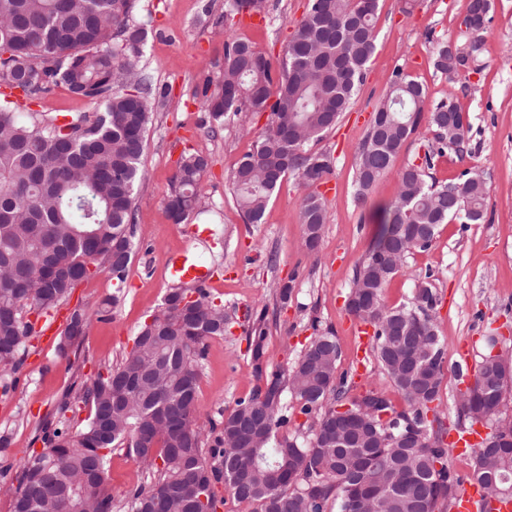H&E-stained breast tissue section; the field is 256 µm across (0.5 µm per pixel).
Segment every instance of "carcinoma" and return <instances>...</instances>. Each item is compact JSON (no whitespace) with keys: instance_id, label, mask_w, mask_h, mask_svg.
Wrapping results in <instances>:
<instances>
[{"instance_id":"carcinoma-1","label":"carcinoma","mask_w":512,"mask_h":512,"mask_svg":"<svg viewBox=\"0 0 512 512\" xmlns=\"http://www.w3.org/2000/svg\"><path fill=\"white\" fill-rule=\"evenodd\" d=\"M137 0H0V85L21 92L25 118L12 95L0 92V392L12 388L36 320L65 302L96 273L126 283L133 254L135 190L145 178L146 133L165 94L139 67L148 30L134 19ZM379 0H307L305 14L286 43L279 64L240 39L224 42L220 79L203 107L213 122L228 113L270 112L267 127L232 173L235 200L245 219L260 224L274 192L287 177L310 189L301 223L322 226L327 209L320 193L332 161L309 148L334 128L364 80L376 48ZM491 0H468L463 22L485 29ZM253 14L251 0H228L229 28ZM434 68L453 79L477 71L481 49L458 61L448 58V40L427 33ZM58 87L88 100L90 112L67 119L31 109ZM434 140L419 162L399 176L394 200L377 215L375 238L358 265L351 290L367 294L376 309L374 352L406 403L397 411L388 398L369 391L348 396L336 383L339 348L331 334L311 339L289 369L254 367L258 384L237 402L221 430L205 441L197 415L196 388L206 342L230 331L224 304L197 287L166 294L151 322L141 328L119 363L66 394L58 420L42 427L41 451L30 450L17 485H8L13 512H112L106 490L109 455L124 448L148 473L149 483L132 492L127 512H218L225 491L247 512H363L375 497L382 512H447L455 491L449 478L448 445L426 419L423 372L442 383L445 350L430 310L433 293L389 307L383 299L401 266L382 259L428 249L442 224H477L484 217L486 182L470 169L455 178L431 176L434 159L464 152L470 123L451 99L426 108L423 85L398 66L374 108L356 151V198L363 200L392 166L405 142L419 131L422 112ZM204 156L181 155L167 203L179 224L204 212L200 184ZM92 313L71 311L59 349L84 340ZM249 337L251 360L264 357L265 329ZM512 385V374L486 355L474 385ZM299 413L314 418L308 443L279 430L288 425L284 393ZM80 403L87 415L76 428L65 413ZM482 444L474 458L476 479L494 472L512 487V442ZM394 496L385 490L398 481Z\"/></svg>"}]
</instances>
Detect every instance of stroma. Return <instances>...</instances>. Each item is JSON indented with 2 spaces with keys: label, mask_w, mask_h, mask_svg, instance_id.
Segmentation results:
<instances>
[{
  "label": "stroma",
  "mask_w": 512,
  "mask_h": 512,
  "mask_svg": "<svg viewBox=\"0 0 512 512\" xmlns=\"http://www.w3.org/2000/svg\"><path fill=\"white\" fill-rule=\"evenodd\" d=\"M467 3L415 0L406 13L401 0H379L376 50L364 81L336 126L313 145L330 154L335 189L325 199L328 220L311 254L303 245L300 219L306 191L296 180L282 182L261 223H248L235 202L232 172L252 149L255 133L268 124V113L244 112L214 129L201 107L207 82L217 78L223 65L226 36L278 58L306 0H266L257 24L230 29L224 25L227 0H138L135 19L149 31L140 66L167 98L147 133L146 178L135 195L136 249L126 284L109 315L93 320L80 347L64 355L60 337L32 339L12 389L0 395V467L20 469L30 450L41 449V426L54 416L66 392L120 361L174 288L163 271L170 257L182 251L217 269L211 291L223 301L231 322L230 333L208 340L201 361L196 408L202 420L223 421L237 401L251 394L256 379L246 337L258 325L266 330L269 368L294 363L313 336L329 331L339 347L336 375L350 396L377 391L404 409L374 353L359 350L346 309L355 269L373 241L374 213L394 197L401 171L423 155L432 137L427 126H420L367 199L357 201L356 148L398 65L423 84L428 103L450 98L470 117L463 155L450 152L439 158L433 176L445 181L472 168L487 186L483 220L440 225L432 246L413 251L384 290L391 307L409 302L421 284L434 293L432 316L446 352L437 418L447 429L468 427L460 413L457 347H467L474 366L493 351L512 364V0H492L493 21L482 34L478 56L480 72L451 81L434 70L426 34L457 36ZM185 151L210 160L200 187L206 211L176 224L166 213V202ZM196 224L211 225L213 236L194 237ZM288 280L294 288L284 305L278 287ZM146 482L139 463L125 450L113 451L107 472L113 512H125L128 492Z\"/></svg>",
  "instance_id": "obj_1"
}]
</instances>
